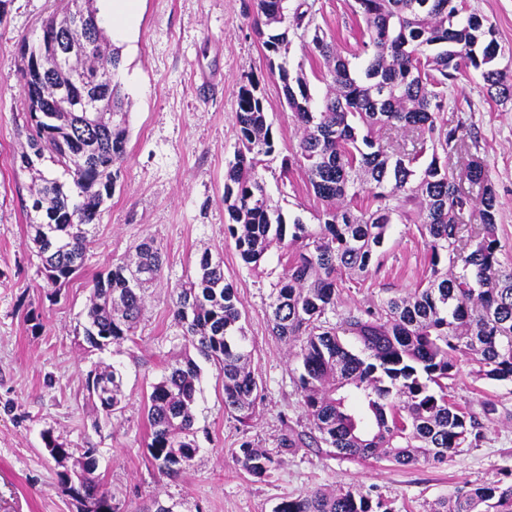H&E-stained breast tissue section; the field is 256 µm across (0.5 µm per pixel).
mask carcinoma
Returning a JSON list of instances; mask_svg holds the SVG:
<instances>
[{"mask_svg": "<svg viewBox=\"0 0 512 512\" xmlns=\"http://www.w3.org/2000/svg\"><path fill=\"white\" fill-rule=\"evenodd\" d=\"M287 0H254V21L270 73H278L288 108L302 135L281 169L298 167L320 201L315 224L300 215L286 218L272 204L262 170L275 153L271 124L257 84L239 88L235 122L240 146L224 173L226 225L242 261L260 266L268 251L285 249L288 272L270 294L273 335L299 344L302 369L296 387L314 435L288 432L281 447L323 443L341 457L385 459L398 466L442 462L461 448H475L483 423L448 399L446 380L455 375L458 355H470L477 378L512 383V266L499 259V199L486 167L468 162L465 178L479 189V227L469 229L465 213L473 198L458 187L450 166L468 149L464 126L441 114L448 87L473 69L489 99L512 102V77L500 59L504 51L495 25L469 12L466 0H354L363 21L360 71L337 52L334 40L317 28L310 53L324 60L327 91L315 102L303 70L290 74L279 61L289 35L307 33L306 0L293 14ZM55 13L45 27L63 43L76 44L73 65L83 79L71 85L73 98L98 95L106 112H64L54 88L67 77L45 69L49 48L24 56V90L32 125L30 151L13 158L34 171L46 157L59 165L77 196L56 179L42 185L27 211L31 240L38 248L48 283L77 276L89 244L85 226L95 223L112 197L127 157L129 131L119 81L121 57L107 47L103 28L81 34L60 27ZM413 133L410 146L393 148L389 131ZM414 224L428 251L429 276L417 287L379 303L336 312L344 277L377 270L392 225ZM136 260L96 275L90 288L84 336L91 346L122 352L134 341L145 310V285L161 272L159 249L151 239L135 246ZM196 275L181 285L173 320L184 345L210 362L224 383V410L243 425L255 412L259 384L244 347L240 301L224 279V267L205 251ZM353 337L354 352L344 342ZM200 367L185 356L168 364L152 385L145 410L151 461L168 476L191 465L198 445L194 406ZM88 390L106 418L124 409L122 373L114 367L88 378ZM48 454L59 463L75 459L80 470L74 495L89 512H120L101 484L84 477L96 470L94 449L79 456L50 435ZM236 456L245 472L271 475L274 459L249 441ZM72 483L71 472L61 473ZM273 512H395L384 499L360 487L321 488L287 497ZM429 512H512V469L488 484L464 482L431 505Z\"/></svg>", "mask_w": 512, "mask_h": 512, "instance_id": "obj_1", "label": "carcinoma"}]
</instances>
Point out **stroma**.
I'll return each mask as SVG.
<instances>
[{"label": "stroma", "instance_id": "1", "mask_svg": "<svg viewBox=\"0 0 512 512\" xmlns=\"http://www.w3.org/2000/svg\"><path fill=\"white\" fill-rule=\"evenodd\" d=\"M352 4L315 0L310 18L360 67L363 23ZM54 8V0H7L0 11V512H79L61 479L62 465L44 449L47 432L68 447L94 449L98 467L92 478L121 512H145L156 500L173 505L174 512H272L283 498L341 485L381 495L395 512H428L432 501L459 483L495 481L512 468V384L476 379L467 355L459 356L448 393L481 416L479 447L460 449L441 464L406 467L341 458L327 447L293 453L280 448L288 430L310 428L294 383L300 369L296 350L272 335L269 322V295L285 264L275 250L259 267L248 266L224 234V172L238 148L240 86L257 82L279 155L297 140L282 84L270 74L256 32L253 0H141L131 34L117 43L128 103V158L111 199L87 227L83 275L60 290L48 288L25 210L36 181L13 158L26 148L30 127L23 53L36 46ZM444 118L452 125L467 119L477 138L476 154L502 203L500 259L511 265L512 104L490 101L473 72L449 88ZM264 178L273 204L312 220L319 202L302 170L282 173L275 159ZM146 237L160 248L164 264L136 339L118 355L91 347L83 332L88 283ZM205 251L223 259L224 277L243 304L261 399L254 422L242 426L224 410L217 370L201 362L194 424L199 452L172 478L147 455L144 399L165 361L184 351L171 294L193 277L195 260ZM427 263L416 231L393 225L380 268L341 294L338 313L415 288ZM109 364L121 370L126 395L122 414L112 419L94 410L86 386L89 372ZM245 440L272 456L270 477L259 480L242 469L236 451Z\"/></svg>", "mask_w": 512, "mask_h": 512}]
</instances>
